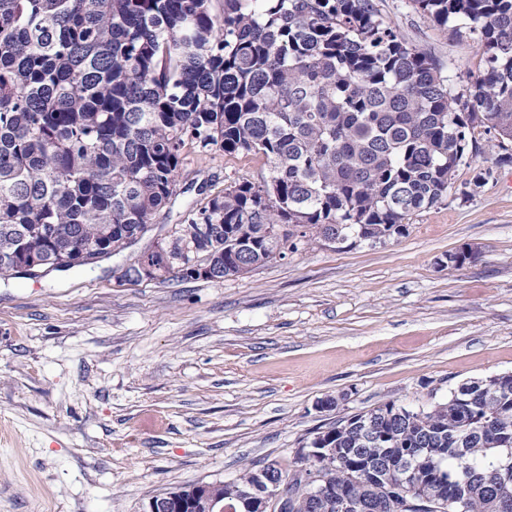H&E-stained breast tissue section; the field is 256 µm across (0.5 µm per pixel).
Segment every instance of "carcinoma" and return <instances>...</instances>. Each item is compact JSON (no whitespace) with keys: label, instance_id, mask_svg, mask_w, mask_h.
Listing matches in <instances>:
<instances>
[{"label":"carcinoma","instance_id":"obj_1","mask_svg":"<svg viewBox=\"0 0 512 512\" xmlns=\"http://www.w3.org/2000/svg\"><path fill=\"white\" fill-rule=\"evenodd\" d=\"M467 34L483 69L456 88L375 0H0V272L129 241L170 204L185 149L261 158L189 207L170 241L205 279L301 245H382L448 198L475 130L512 142V0H407ZM480 251L448 255L457 267ZM336 496L289 512H395L399 488L447 512H512V376L419 410L389 400L342 419ZM223 483L233 500L255 481Z\"/></svg>","mask_w":512,"mask_h":512}]
</instances>
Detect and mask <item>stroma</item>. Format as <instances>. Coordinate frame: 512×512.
I'll list each match as a JSON object with an SVG mask.
<instances>
[{"instance_id":"35a3bbf8","label":"stroma","mask_w":512,"mask_h":512,"mask_svg":"<svg viewBox=\"0 0 512 512\" xmlns=\"http://www.w3.org/2000/svg\"><path fill=\"white\" fill-rule=\"evenodd\" d=\"M382 5L449 75L476 70V42ZM488 140L442 204L376 247L320 243L221 281L119 280L144 238L91 268L0 279V512H143L173 487L293 465L383 402L427 407L512 373V145ZM262 172L189 150L156 233L225 176ZM466 244L479 259L448 263Z\"/></svg>"}]
</instances>
